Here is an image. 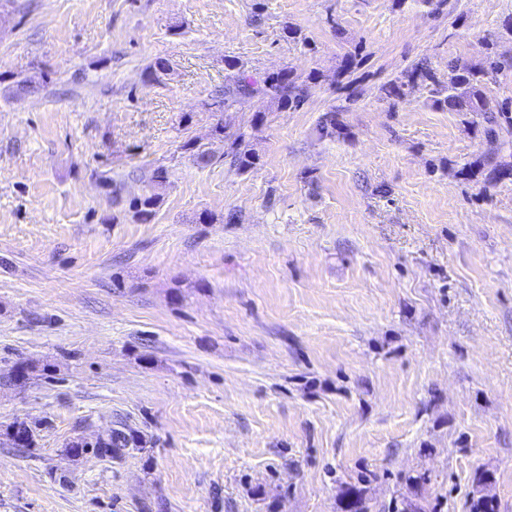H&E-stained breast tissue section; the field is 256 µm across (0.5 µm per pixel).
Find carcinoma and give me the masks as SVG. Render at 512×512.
<instances>
[{
  "label": "carcinoma",
  "instance_id": "carcinoma-1",
  "mask_svg": "<svg viewBox=\"0 0 512 512\" xmlns=\"http://www.w3.org/2000/svg\"><path fill=\"white\" fill-rule=\"evenodd\" d=\"M512 62L502 59L494 53L488 54L484 61L464 68V73L451 78L446 85L441 84L428 65L421 63L405 71L402 77L388 82L383 91L388 97H399L404 87L412 84H421L430 88L433 95V105L438 108H447L451 112H462L472 118H482L489 123L497 122L501 116L505 122L512 124L509 110L493 104L489 95V82L501 71L511 66ZM318 80V76L311 74L302 80L287 70L265 76L258 82L251 77L241 75L231 87L220 89L213 96L210 106L217 112H224L228 108L242 104L247 100L262 95L275 101L281 108L290 110L299 109L308 96V82ZM318 131L321 137H334L342 134L343 127L336 112L330 111L322 115L318 122ZM245 134H238L230 144V151L223 153V157L230 158V166L240 172H247L257 167L259 155L252 150L241 149ZM490 166L489 177L500 179L512 174V169L495 161V153L485 156L481 166ZM134 177L151 187L166 181V171L163 168L153 170L134 169L129 172ZM160 202V196L150 191L138 198L130 200L128 211L132 218L149 221L155 213ZM147 440L143 434L123 424L121 428L112 430L107 438H99L93 443L83 440L72 441L67 444V453L79 457L92 453L100 458L120 460L129 448H143ZM345 512H366L364 489L351 487L350 496L344 500Z\"/></svg>",
  "mask_w": 512,
  "mask_h": 512
}]
</instances>
